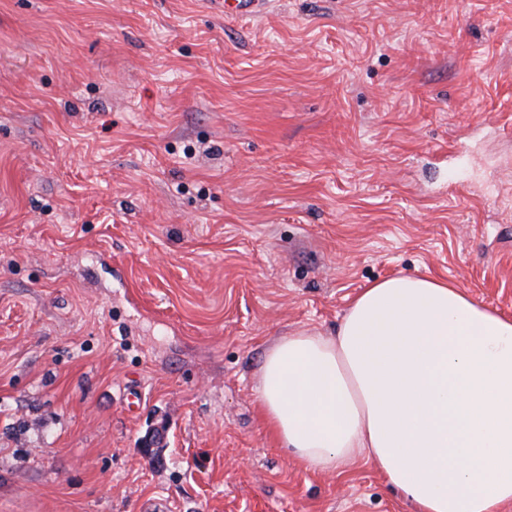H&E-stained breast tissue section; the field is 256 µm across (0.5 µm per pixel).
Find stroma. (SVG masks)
Listing matches in <instances>:
<instances>
[{"instance_id": "stroma-1", "label": "stroma", "mask_w": 512, "mask_h": 512, "mask_svg": "<svg viewBox=\"0 0 512 512\" xmlns=\"http://www.w3.org/2000/svg\"><path fill=\"white\" fill-rule=\"evenodd\" d=\"M397 275L512 316V0H0V512H414L258 403Z\"/></svg>"}]
</instances>
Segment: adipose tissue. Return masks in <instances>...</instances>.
I'll return each mask as SVG.
<instances>
[{
    "label": "adipose tissue",
    "mask_w": 512,
    "mask_h": 512,
    "mask_svg": "<svg viewBox=\"0 0 512 512\" xmlns=\"http://www.w3.org/2000/svg\"><path fill=\"white\" fill-rule=\"evenodd\" d=\"M258 399L307 468L366 458L415 512L512 503V317L448 280L373 282L335 336L282 337L261 364Z\"/></svg>",
    "instance_id": "1"
}]
</instances>
